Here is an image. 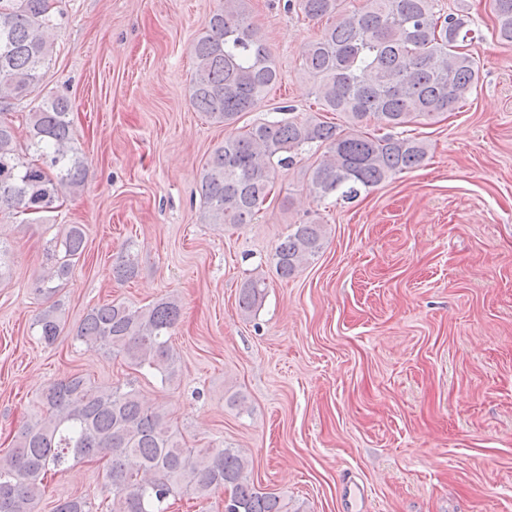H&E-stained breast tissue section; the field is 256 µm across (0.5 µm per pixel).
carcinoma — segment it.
<instances>
[{
    "label": "carcinoma",
    "mask_w": 512,
    "mask_h": 512,
    "mask_svg": "<svg viewBox=\"0 0 512 512\" xmlns=\"http://www.w3.org/2000/svg\"><path fill=\"white\" fill-rule=\"evenodd\" d=\"M439 0H366L361 10L343 0H295L324 28L302 49V71L325 112H340L348 127L313 116L266 120L224 136L202 167V220L251 224L267 200L276 167L314 146L323 152L304 172L306 190L318 198L351 200L395 175L419 166L425 144L394 132L417 118L434 120L477 90L476 60L465 51L471 19L459 10L441 14ZM496 36L512 45V0H490ZM62 16L58 0H0V212L48 213L84 187V160L74 146L71 104L43 96L24 115L14 105L37 92L42 69L54 52ZM190 100L197 111L229 128L253 111L283 75L249 21L247 0H223L192 44ZM375 120L385 132L369 129ZM26 129L20 140V128ZM326 225L304 219L275 246V273L295 276L322 250ZM82 224H68L48 251V263L32 284L48 306L34 327L52 345L63 333L61 288L85 249ZM138 272L131 248L112 266L128 280ZM266 283L248 278L238 305L250 314L261 306ZM177 299L166 297L133 309L111 301L91 308L75 339L88 348L148 369L163 384L177 379L178 356L171 331L180 319ZM16 445L0 455V512H34L45 475L66 458L107 459L112 498L106 512H165L181 494L207 498L228 492L224 512H288L279 496L260 492L248 475L249 461L236 448H189L167 412L151 408L129 386H93L78 374L57 380L38 397V411L18 432ZM54 512H96L86 496L58 503Z\"/></svg>",
    "instance_id": "1"
}]
</instances>
